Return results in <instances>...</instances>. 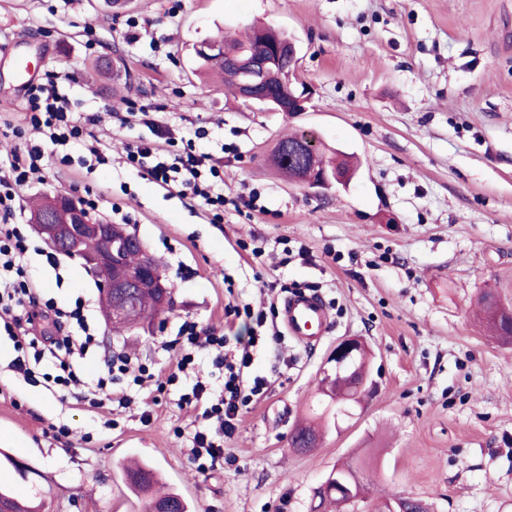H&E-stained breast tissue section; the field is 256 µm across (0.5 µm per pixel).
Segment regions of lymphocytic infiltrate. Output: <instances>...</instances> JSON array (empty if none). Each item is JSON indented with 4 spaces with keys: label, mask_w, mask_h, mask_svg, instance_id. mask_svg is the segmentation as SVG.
Instances as JSON below:
<instances>
[{
    "label": "lymphocytic infiltrate",
    "mask_w": 512,
    "mask_h": 512,
    "mask_svg": "<svg viewBox=\"0 0 512 512\" xmlns=\"http://www.w3.org/2000/svg\"><path fill=\"white\" fill-rule=\"evenodd\" d=\"M69 82V76L50 74L28 88L26 118L40 140L0 158V326L15 339L18 355L13 367L17 372L28 373V352L50 354L62 370L54 379L55 385L79 388L80 399L94 406L103 399L121 407L131 403L128 392H115L110 387L112 380L121 376L132 375L137 386L154 382L160 391L180 377L191 378V389L182 394L181 400L188 405H203V417L210 422L209 427L192 433L191 454L199 469L216 466L224 460L225 440L238 428L240 406L263 394L267 387L265 378L249 374L257 336H249L237 357L232 358L224 351L227 336L186 320L178 328V352L169 371L152 372L127 353L118 352L106 360V375L91 378L85 374L83 364L98 341L90 331L83 300L63 307L50 299L38 300L33 292L34 280L27 266L28 238L12 222L20 189L39 178L46 157H55L64 167L76 162L90 170L108 164L111 158V143L93 131L96 117L78 112L76 101L66 92ZM75 145L84 150L76 159L70 154ZM126 160L141 176L168 192L209 208L213 223H223L227 202L224 179L212 155L190 148L171 155L156 144L140 141L127 146ZM203 350L211 351L214 366L224 371L221 391H214L195 372V356Z\"/></svg>",
    "instance_id": "obj_1"
}]
</instances>
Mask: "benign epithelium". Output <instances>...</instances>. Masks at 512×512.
Instances as JSON below:
<instances>
[{
  "label": "benign epithelium",
  "mask_w": 512,
  "mask_h": 512,
  "mask_svg": "<svg viewBox=\"0 0 512 512\" xmlns=\"http://www.w3.org/2000/svg\"><path fill=\"white\" fill-rule=\"evenodd\" d=\"M224 66L241 76L239 97L249 103L275 106L279 111L304 112L311 101V91L288 72V97L273 98L267 93L270 78L282 74L283 64L293 65L298 59L295 40L277 45L274 56L254 60L239 48L224 47ZM354 177V170L346 165L343 153L336 155L331 170L318 175L306 174L299 181L318 192L333 184L346 186ZM33 230L51 248L69 257L79 259L96 282L106 300L102 315L116 330L137 327L135 310L139 298L148 295L160 310L173 305L171 286L159 267V260L144 243L127 231L124 224H110L90 218L89 213L69 193L57 192L49 197L46 208L30 220ZM138 252V268L128 264L129 255ZM365 345L358 336H349L336 343L328 355L322 374L327 381L336 382V402H342L349 393L357 391L366 376ZM361 474L341 464L330 472L316 489L324 495L336 493L348 502L359 499Z\"/></svg>",
  "instance_id": "7a95c632"
}]
</instances>
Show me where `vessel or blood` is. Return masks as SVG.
<instances>
[{
	"label": "vessel or blood",
	"mask_w": 512,
	"mask_h": 512,
	"mask_svg": "<svg viewBox=\"0 0 512 512\" xmlns=\"http://www.w3.org/2000/svg\"><path fill=\"white\" fill-rule=\"evenodd\" d=\"M281 321L288 335L302 344L320 339L332 328L327 305L311 292L286 296L281 304Z\"/></svg>",
	"instance_id": "1"
}]
</instances>
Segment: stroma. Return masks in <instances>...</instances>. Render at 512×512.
<instances>
[{
	"label": "stroma",
	"instance_id": "35a3bbf8",
	"mask_svg": "<svg viewBox=\"0 0 512 512\" xmlns=\"http://www.w3.org/2000/svg\"><path fill=\"white\" fill-rule=\"evenodd\" d=\"M0 0V132L24 126L26 78L73 76L83 113L101 115L113 155L152 139L146 127L107 118L124 103L151 106L173 136L204 128L198 151L220 157L224 194L256 192L260 209L205 208L168 193L122 163L86 172L49 162L43 182L19 194L16 221L64 191L99 196L92 218L129 227L157 256L174 293L171 312L120 335L104 326L97 285L82 264L46 261L30 235L35 293L83 299L99 326L93 370L108 351H133L167 368L182 321L249 336L234 307L313 289L333 321L320 341L261 337L252 373L267 393L239 410L224 463L205 472L190 459L199 408L135 389L129 408H90L50 392L42 361L30 380L8 365L0 332V487L40 512H142L122 464L153 467L190 512H314L316 489L342 463L363 466L368 492L343 512H381L396 496L431 512H512V342L475 317L482 292L512 301V0ZM141 38L129 43V24ZM253 25L290 35L295 74L313 89L304 112L263 110L197 71L193 46ZM97 44L87 48L86 27ZM111 57L121 77L97 66ZM303 131L358 161L347 186L318 193L270 164L275 145ZM264 247L268 258L253 259ZM288 253L287 265L273 256ZM361 336L368 381L347 413L319 392L336 343ZM150 422H142L143 410ZM320 425L316 448L295 451L298 424ZM73 434L57 439L54 426Z\"/></svg>",
	"mask_w": 512,
	"mask_h": 512
}]
</instances>
